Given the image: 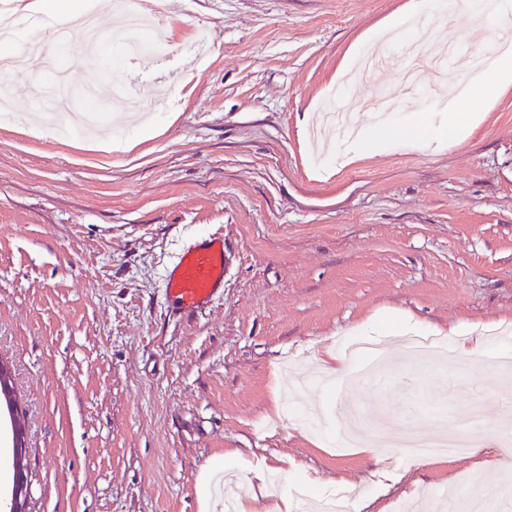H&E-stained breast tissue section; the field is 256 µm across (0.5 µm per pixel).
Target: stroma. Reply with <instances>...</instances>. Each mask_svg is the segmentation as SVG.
Wrapping results in <instances>:
<instances>
[{"label": "stroma", "mask_w": 512, "mask_h": 512, "mask_svg": "<svg viewBox=\"0 0 512 512\" xmlns=\"http://www.w3.org/2000/svg\"><path fill=\"white\" fill-rule=\"evenodd\" d=\"M412 0H149L167 51L130 55L72 28L58 46L74 112L86 88L124 87L150 115L109 110L56 135L14 85L0 124V360L25 429L29 512H201L214 459L254 496L305 505L353 492L369 512H423L451 483L512 478L464 450L426 461L387 448L375 463L339 447L361 418L455 433L472 404L512 431V87L478 102L472 135L443 150L319 156L321 117L361 111L377 87L430 111L398 77L341 78L383 21ZM464 18L435 33L448 76L476 75L481 32ZM220 232L224 296L184 322L165 315L163 280L180 252ZM409 320L447 349L436 375L414 358ZM506 327L479 358L457 357L453 326ZM384 347L382 385L318 384L326 352ZM499 365L479 374L480 360Z\"/></svg>", "instance_id": "obj_1"}]
</instances>
